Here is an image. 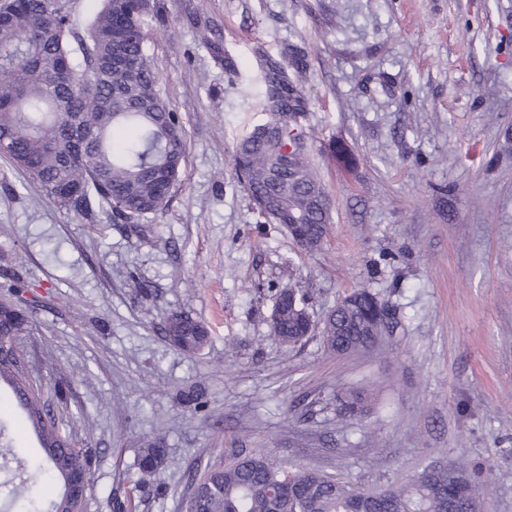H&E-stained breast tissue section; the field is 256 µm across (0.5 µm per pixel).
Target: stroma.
<instances>
[{"mask_svg": "<svg viewBox=\"0 0 512 512\" xmlns=\"http://www.w3.org/2000/svg\"><path fill=\"white\" fill-rule=\"evenodd\" d=\"M146 48L184 118L187 153L167 206L142 224L77 222L0 155V271L27 282L19 340L49 413L92 450L83 512H185L192 476L232 451L381 490L466 464L484 512H512V0H157ZM210 23L239 71L200 41ZM308 50L304 125L330 199L315 251L254 210L237 138L263 122L255 47ZM347 146L354 169L336 159ZM369 287L396 326L339 357L320 335L271 332L296 288L315 321ZM200 321L199 352L166 318ZM198 387L200 404L181 400ZM365 393L343 418L336 393ZM156 440L166 460L138 484ZM0 482L39 498L18 463L41 454L0 387ZM168 342L184 353L199 351L208 341V332L198 321L181 314L169 316L163 326Z\"/></svg>", "mask_w": 512, "mask_h": 512, "instance_id": "35a3bbf8", "label": "stroma"}]
</instances>
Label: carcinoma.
<instances>
[{"label": "carcinoma", "mask_w": 512, "mask_h": 512, "mask_svg": "<svg viewBox=\"0 0 512 512\" xmlns=\"http://www.w3.org/2000/svg\"><path fill=\"white\" fill-rule=\"evenodd\" d=\"M83 35L71 31L69 0H0V139L6 153L56 207L75 220L101 212L116 223L138 224L162 210L179 181L186 154L181 115L160 95L145 46L153 0H101ZM308 51L288 45L273 57L259 54L266 121L235 144L237 178L257 212L276 224L304 225L299 245L318 249L330 223L328 193L311 158L312 144L300 122L309 111L305 89ZM305 294H279L273 336L294 347L315 329L337 355L375 346L390 331V310L361 288L343 298L322 324L308 314ZM0 324L13 342L30 332L27 316ZM168 342L194 353L208 341L198 321L181 314L163 326ZM15 393L25 423L36 433L44 475L40 495L56 507L62 480L88 469L89 449L76 447L65 427L42 421L43 403L27 373L0 361V384ZM342 415L366 412L360 393L336 396ZM165 449L149 441L138 458L139 481L154 477ZM482 485L461 467H439L381 492L354 489L316 471H288L265 454L233 457L222 469L192 479L187 512H456L458 498L481 509Z\"/></svg>", "instance_id": "carcinoma-1"}]
</instances>
